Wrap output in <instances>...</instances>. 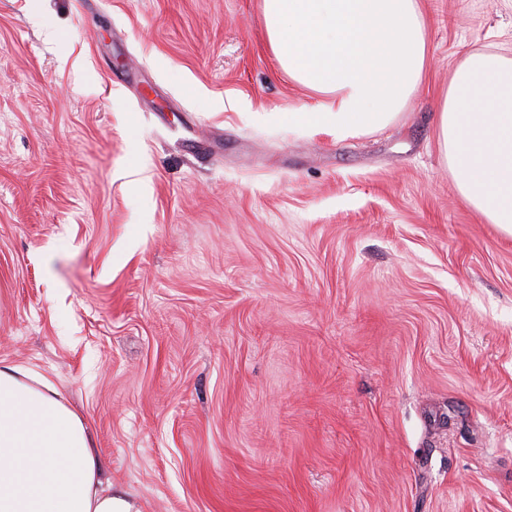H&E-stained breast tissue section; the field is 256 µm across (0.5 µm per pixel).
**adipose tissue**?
I'll return each instance as SVG.
<instances>
[{"label":"adipose tissue","instance_id":"obj_1","mask_svg":"<svg viewBox=\"0 0 512 512\" xmlns=\"http://www.w3.org/2000/svg\"><path fill=\"white\" fill-rule=\"evenodd\" d=\"M268 48L327 100L284 118L343 139L388 126L427 59L419 0H262ZM462 198L512 236V58L469 52L438 116ZM0 512H134L112 490L82 417L44 376L0 360Z\"/></svg>","mask_w":512,"mask_h":512}]
</instances>
